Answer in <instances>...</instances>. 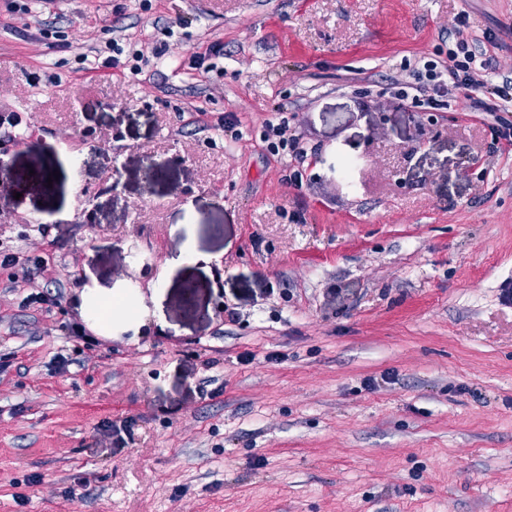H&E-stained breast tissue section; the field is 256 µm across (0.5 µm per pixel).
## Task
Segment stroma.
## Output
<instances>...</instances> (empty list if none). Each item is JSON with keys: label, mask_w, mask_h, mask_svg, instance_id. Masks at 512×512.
<instances>
[{"label": "stroma", "mask_w": 512, "mask_h": 512, "mask_svg": "<svg viewBox=\"0 0 512 512\" xmlns=\"http://www.w3.org/2000/svg\"><path fill=\"white\" fill-rule=\"evenodd\" d=\"M461 12L512 63V0H0V512H512V151L390 92ZM271 137H276L277 141H271V150L279 152L288 150L291 157H294L299 163H304L308 158V148L304 146L297 135L291 134L288 136V123L285 121L277 125L268 124L266 139L271 140ZM278 138V139H277Z\"/></svg>", "instance_id": "35a3bbf8"}]
</instances>
